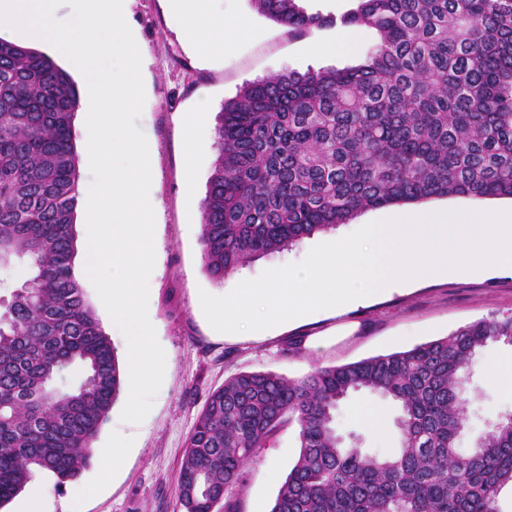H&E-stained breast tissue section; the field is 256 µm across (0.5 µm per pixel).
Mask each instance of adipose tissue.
I'll list each match as a JSON object with an SVG mask.
<instances>
[{
  "label": "adipose tissue",
  "instance_id": "adipose-tissue-1",
  "mask_svg": "<svg viewBox=\"0 0 512 512\" xmlns=\"http://www.w3.org/2000/svg\"><path fill=\"white\" fill-rule=\"evenodd\" d=\"M215 0H169L170 8L185 25V33L206 55H224L250 29L244 17L217 18Z\"/></svg>",
  "mask_w": 512,
  "mask_h": 512
}]
</instances>
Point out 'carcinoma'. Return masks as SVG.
Returning a JSON list of instances; mask_svg holds the SVG:
<instances>
[{"mask_svg": "<svg viewBox=\"0 0 512 512\" xmlns=\"http://www.w3.org/2000/svg\"><path fill=\"white\" fill-rule=\"evenodd\" d=\"M250 2L296 32L340 23L377 41L354 67L283 72L224 102L200 202L214 281L370 208L512 198V0H357L338 19L300 0ZM78 107L50 55L0 38V271L13 277L0 281V507L37 472L77 479L122 387L75 264ZM497 343L512 345V313L298 379L230 377L188 439L182 507L213 512L288 421L300 451L271 512H498L512 413L460 448L464 386ZM359 391L396 406L393 453H363L336 430L340 403Z\"/></svg>", "mask_w": 512, "mask_h": 512, "instance_id": "obj_1", "label": "carcinoma"}]
</instances>
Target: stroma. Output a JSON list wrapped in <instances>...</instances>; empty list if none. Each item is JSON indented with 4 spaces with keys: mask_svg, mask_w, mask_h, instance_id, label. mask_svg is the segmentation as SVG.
Listing matches in <instances>:
<instances>
[{
    "mask_svg": "<svg viewBox=\"0 0 512 512\" xmlns=\"http://www.w3.org/2000/svg\"><path fill=\"white\" fill-rule=\"evenodd\" d=\"M225 15L252 18L256 32L242 38L224 56L203 61L183 32L166 0H133L129 22L144 55L145 105L137 122L153 147L155 196L159 204L155 266L149 280L148 307L166 366L152 409L142 423L121 421L126 395H119L92 443L93 463L78 479L58 484L40 473L45 512H68L80 499L81 512H182L178 486L186 443L209 394L240 372L271 371L295 379L318 366L340 365L403 351L447 336L493 313L512 312V273H472L412 283L408 289L373 297L354 309L326 310L261 331L224 334L206 320L199 294H228L238 283L263 271L301 262L316 245L340 239L370 222L384 219L388 208L359 213L348 224L306 239L268 259L255 261L214 282L204 269L201 215L187 212V195L204 197L216 158L214 128L224 101L246 82L288 70L359 62V53L375 41L363 30L360 50L352 55L313 54L309 47L335 40L332 26L297 33L255 13L249 0H218ZM512 359V346L484 349L470 386L469 439L489 423L512 412V389L493 384L488 369ZM376 412L381 426L373 432L359 412ZM395 407L381 397L360 392L336 413V428L356 436L365 452L391 453L399 446ZM126 451L115 470L99 479L97 458L112 445ZM299 454L295 426L284 425L247 462L242 479L226 492L214 512H251L255 500L273 505ZM99 480L97 492L77 496L81 484Z\"/></svg>",
    "mask_w": 512,
    "mask_h": 512,
    "instance_id": "35a3bbf8",
    "label": "stroma"
}]
</instances>
